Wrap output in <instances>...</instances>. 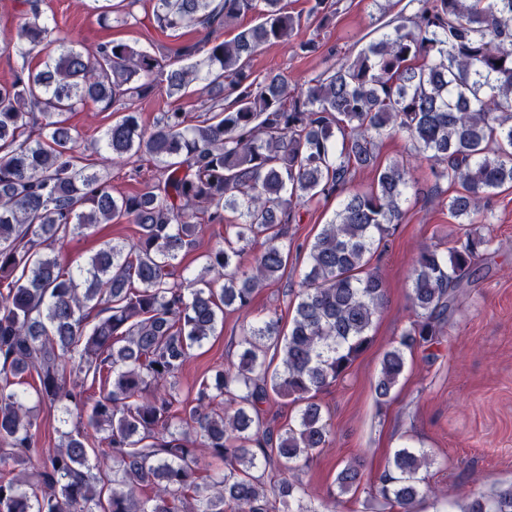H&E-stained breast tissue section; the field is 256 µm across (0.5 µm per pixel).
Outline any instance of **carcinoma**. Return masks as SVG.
I'll list each match as a JSON object with an SVG mask.
<instances>
[{
	"label": "carcinoma",
	"mask_w": 512,
	"mask_h": 512,
	"mask_svg": "<svg viewBox=\"0 0 512 512\" xmlns=\"http://www.w3.org/2000/svg\"><path fill=\"white\" fill-rule=\"evenodd\" d=\"M90 2L105 23L116 9L137 19L141 0ZM409 2L415 11L379 40L292 88L251 68L261 47L294 30L283 0H152L153 23L176 39L259 18L229 41L159 55L117 40L85 53L43 0H21L5 42L21 65L0 83V512H340L357 492L355 464L316 505L288 473L330 443L315 395L372 342L386 286L371 260L418 186L412 170L425 161L435 182L458 186L446 207L461 224L491 223L494 197L512 186V0ZM334 6L309 0L308 15L324 24ZM195 82L208 92L197 123L175 108L143 125L137 102L163 84L182 96ZM89 104L119 113L103 149L147 158L155 182L115 196L82 164L80 133L62 116ZM385 133L407 140V159L377 163ZM369 168L371 189L344 194ZM334 195L343 199L309 249L288 333L275 312L244 325L237 362L203 379L192 404L179 400L191 351L224 313L249 308L283 275L289 225ZM110 221L136 225V239L107 241L66 269L54 249L60 234ZM204 221L224 225L223 242L186 277L178 256ZM489 243L468 233L446 254L421 250L409 284L416 319L382 357L377 402L390 397L407 353L441 341ZM271 350L281 355L275 369ZM28 373L42 402L86 413L105 433H64L33 483L12 476L37 430L17 389ZM98 379L95 398L87 383ZM273 394L300 403L296 424L267 421L262 406ZM428 456L394 450L371 488L378 512H419L436 497L421 474ZM208 459L224 468L201 474ZM459 509L512 512V489L474 492Z\"/></svg>",
	"instance_id": "obj_1"
}]
</instances>
